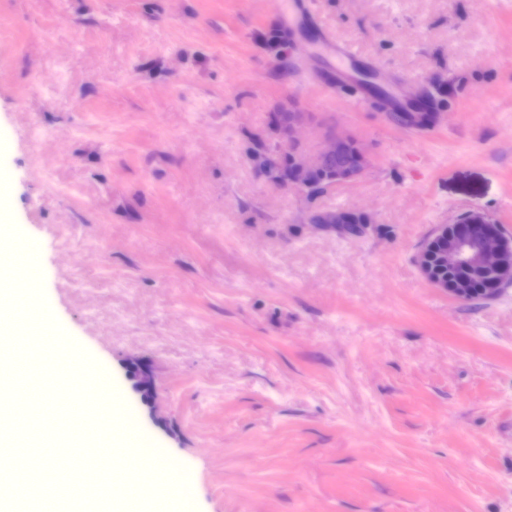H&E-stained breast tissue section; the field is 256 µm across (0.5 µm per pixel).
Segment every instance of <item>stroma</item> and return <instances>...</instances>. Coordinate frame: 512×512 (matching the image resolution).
I'll return each mask as SVG.
<instances>
[{"label": "stroma", "mask_w": 512, "mask_h": 512, "mask_svg": "<svg viewBox=\"0 0 512 512\" xmlns=\"http://www.w3.org/2000/svg\"><path fill=\"white\" fill-rule=\"evenodd\" d=\"M306 3L271 52L280 0H0V219L115 424L189 470L181 512H512V285L462 302L415 263L464 212L512 235V0ZM357 66L451 107L392 125ZM290 108L308 154L328 125L366 148L316 201L360 236L250 161ZM439 115L440 112H383L386 121L415 131L433 127ZM309 224H352L353 214L344 210H328L311 207L307 211Z\"/></svg>", "instance_id": "obj_1"}]
</instances>
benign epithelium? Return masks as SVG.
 <instances>
[{
    "label": "benign epithelium",
    "instance_id": "1",
    "mask_svg": "<svg viewBox=\"0 0 512 512\" xmlns=\"http://www.w3.org/2000/svg\"><path fill=\"white\" fill-rule=\"evenodd\" d=\"M386 121L398 123L409 130H423L434 126L437 112H385ZM306 121V115L297 110L288 112V119L273 132V139L262 142V149L270 167H286L290 177L286 184L313 200L327 190L363 176L369 158L364 148L351 136L332 128L326 131L323 147L309 158L303 145L294 137ZM356 149L357 166L352 171H338L329 181L317 180L327 160L336 157L349 146ZM310 224H351L353 214L344 210L311 207L307 211ZM422 277L451 297L466 301L471 275L476 270H488L512 284V236L505 234L488 216L479 212L465 213L446 224H438L422 243L416 258Z\"/></svg>",
    "mask_w": 512,
    "mask_h": 512
}]
</instances>
